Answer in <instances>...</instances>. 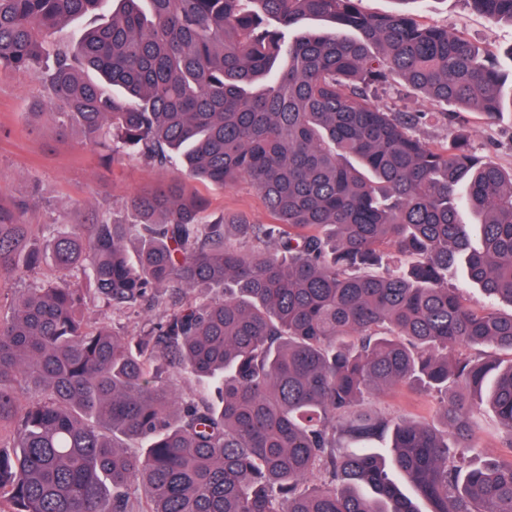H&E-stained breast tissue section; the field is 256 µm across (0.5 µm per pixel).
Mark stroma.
Here are the masks:
<instances>
[{
    "instance_id": "stroma-1",
    "label": "stroma",
    "mask_w": 512,
    "mask_h": 512,
    "mask_svg": "<svg viewBox=\"0 0 512 512\" xmlns=\"http://www.w3.org/2000/svg\"><path fill=\"white\" fill-rule=\"evenodd\" d=\"M360 7L369 14L406 11L425 23L447 27L494 51L503 72L512 73V24L491 22L466 8L462 0H361ZM40 94L41 86L33 77L0 74V198L36 195L30 223L88 224L100 216L128 223L133 219L126 206L128 198L174 183L205 199L209 212L242 210L254 222L268 223L261 198L247 183L218 188L188 181L179 170L150 168L132 153L103 162L99 149L86 143L78 129L58 136L52 111L31 116L30 106ZM380 102L409 112L434 114V121L420 126L417 135L427 144L447 142L452 128L438 117L442 105L424 95L406 93L400 83L381 96ZM464 118L473 149L502 167H512V109H504L494 120L475 112L465 113ZM374 406L408 419L431 424L438 421L437 401L408 386L383 394Z\"/></svg>"
}]
</instances>
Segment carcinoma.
<instances>
[{
	"mask_svg": "<svg viewBox=\"0 0 512 512\" xmlns=\"http://www.w3.org/2000/svg\"><path fill=\"white\" fill-rule=\"evenodd\" d=\"M359 2L0 0V72L39 80L60 132L246 181L272 218L169 187L132 197V224L43 242L29 201H0V282L26 281L0 305V512H418L390 469L429 512H512V459L463 452L490 375L512 448V359L484 352L512 355V170L463 133L427 146V113L374 101L398 79L491 119L505 76L463 36ZM463 3L512 24V0ZM460 266L511 311L458 288ZM93 307L160 313L133 336ZM183 373L215 396L178 392ZM407 384L444 428L371 408ZM387 437L389 466L348 451Z\"/></svg>",
	"mask_w": 512,
	"mask_h": 512,
	"instance_id": "obj_1",
	"label": "carcinoma"
}]
</instances>
